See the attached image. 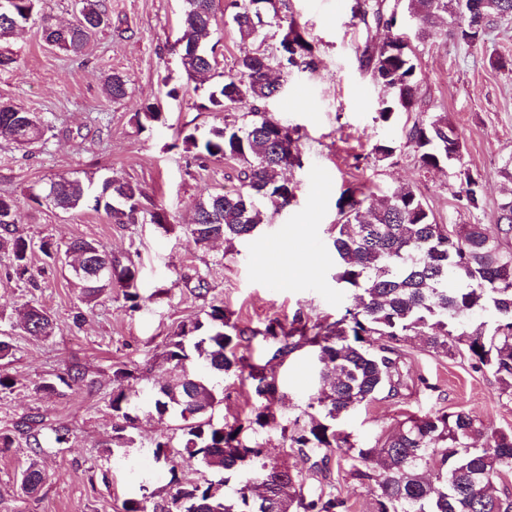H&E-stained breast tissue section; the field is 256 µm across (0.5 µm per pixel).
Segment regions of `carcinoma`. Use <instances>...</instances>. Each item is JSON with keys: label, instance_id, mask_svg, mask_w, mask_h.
Masks as SVG:
<instances>
[{"label": "carcinoma", "instance_id": "obj_1", "mask_svg": "<svg viewBox=\"0 0 512 512\" xmlns=\"http://www.w3.org/2000/svg\"><path fill=\"white\" fill-rule=\"evenodd\" d=\"M40 0H10L0 8V71L8 70L14 57L8 46L14 33L31 20L39 22L46 43L73 56L84 53L90 37L109 21L106 0H80L75 21L60 27L40 12ZM407 11L421 22L420 36L437 25L472 46L495 22L512 18V0H407ZM286 0H233L232 22L243 40H255L267 20L285 23L279 42L280 67L310 69L314 47L296 21L283 14ZM352 16L372 18L393 29L395 14L384 12L380 0H354ZM182 66L189 77L217 79L207 89V109L227 112L237 102L265 103L281 84L271 82L272 60L255 51L240 57L235 68L217 71L215 46L209 38L219 30L216 0H185L182 18ZM364 66L373 80L390 91L379 102L378 120L391 122L397 112H411L417 89L416 65L407 42L395 36L376 52L365 56ZM112 100L127 97V80L118 73L107 79ZM158 108L147 103L134 114L139 128L159 119ZM247 127L224 122L199 139L193 133L183 144L199 159L232 158L241 164L240 187L213 194L200 201L190 224L197 242L232 243L249 236L264 223L266 211H279L295 197L294 185L283 176L300 158L299 131L262 113ZM51 121L12 104H0V138L27 149L48 143ZM406 138L413 145L419 166L429 170L461 162L456 129L436 115L414 123ZM52 203L62 210L91 209L102 212L113 224L168 223L162 208L146 210L139 186L124 179H107L92 191L79 179L60 175L30 189L29 198L40 205ZM459 198L479 209L482 183L479 176L463 172ZM346 190L337 201L338 219L332 238L334 279L354 290V307L339 318L309 320L297 315L291 323L278 320L261 331L230 322L222 305L210 306L206 318L181 322L159 355L174 376L154 387L148 415L162 421L178 416L183 421L178 449L169 440L153 442V458L175 472V459L197 462L205 471L235 482L231 498L216 493L205 478L180 486L169 497L156 501L142 494L124 503V512H343L345 502L331 483L317 489L306 486L302 468L326 473L334 456L348 464L347 474L366 489L373 512H512V493L498 492L496 482L512 475V433L491 430L464 410H438L409 415L397 423L378 448H363L350 434L336 428V420L350 410L376 399L395 398L407 387L409 371L403 343L410 336H424L429 348L448 355L460 354L478 372L489 371L502 392L512 396V199L499 207L498 233L482 224H439L419 196L401 187L378 206ZM15 202L0 195V252L7 255L19 281L29 279L33 243L17 234ZM66 252L81 265L71 271L75 287L87 301L117 284L130 307L139 306L138 271L132 260L122 261L94 241L75 240ZM482 313V321L463 329L462 318ZM23 328L33 336H49L52 315L26 304L19 312ZM262 337L271 357L284 360L297 349L315 350L322 387L314 399L319 417L296 426L287 437L301 467H288L270 458L249 432L275 422L272 407L280 397L278 379L267 365L250 362L241 349ZM233 372L247 382L255 396L250 414L233 424L213 420V409L224 401L221 383ZM117 386L109 406L120 424L113 427L107 447H134L127 433L139 420L140 407L132 382L136 370L114 372ZM36 420L22 421L20 431L33 458L21 475L25 493L38 491L45 481L36 456L43 452Z\"/></svg>", "mask_w": 512, "mask_h": 512}]
</instances>
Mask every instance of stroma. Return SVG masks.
Masks as SVG:
<instances>
[{
  "instance_id": "obj_1",
  "label": "stroma",
  "mask_w": 512,
  "mask_h": 512,
  "mask_svg": "<svg viewBox=\"0 0 512 512\" xmlns=\"http://www.w3.org/2000/svg\"><path fill=\"white\" fill-rule=\"evenodd\" d=\"M353 0H287L288 14L314 45L315 69L289 68L279 73L281 94L256 107L238 102L228 112L202 108V94L182 70L175 51L181 36L183 0H107L112 16L83 55L73 57L49 46L39 25L26 26L11 40L16 62L0 72V102L49 117L54 135L45 147L17 148L0 138V194L15 198L18 234L31 239L32 281H18L7 259H0V332L15 346L0 373L13 378L11 391L0 393V434L14 444L0 448V512H124L126 500L140 489L164 497L176 485L202 481L199 465H178L176 473L155 463L152 442L160 436L178 442L180 420H157L147 411L152 388L168 369L158 356L182 321L204 317L211 305H224L232 322L255 329L272 320L332 321L354 304V292L336 284L330 243L337 221L336 202L346 189L361 190L377 200L400 186L411 187L442 224H482L496 231L499 206L512 195V183L500 170L512 159V71L497 68L498 57H512V19L495 23L474 47L458 43L443 31L418 38L417 24L406 36L412 44L418 88L414 111L401 112L391 125L377 118L384 89L361 67L364 46L379 47L391 33L386 27L353 19ZM263 42L241 40L233 24L222 27L216 47L221 70L257 47L275 52L280 30L263 29ZM125 76L126 99L115 102L106 92L111 73ZM177 97H167L168 87ZM144 103L159 104L162 119L138 128L133 114ZM296 127L302 167L290 173L295 197L290 206L270 215L253 234L233 243L197 244L189 224L193 208L215 192L235 190L240 166L232 159L196 161L186 151L184 135L204 137L211 128L233 121L249 124L255 110ZM441 115L461 139L462 167L481 176L483 201L468 208L458 197L457 170L421 169L405 132L415 120ZM393 142L396 151L378 161L373 148ZM101 185L122 178L143 191L142 205L169 215L166 227L150 223L112 224L90 209L64 212L29 201L26 190L60 175ZM77 239L90 240L139 270V308H129L120 287L85 303L61 264L47 257L41 242L65 251ZM280 244L289 257L306 264L301 276L271 273L268 248ZM205 278L208 293L195 290ZM49 311L54 329L32 336L22 328L18 312L25 303ZM404 348L412 378L402 396L378 397L344 415L337 427L364 447L377 446L406 414L464 409L489 428L512 430V396L502 394L490 373L472 371L467 361L428 349L422 337H410ZM312 348L303 347L275 365L283 395L274 407L276 421L257 429L254 438L267 453L286 465L283 430L306 422L308 404L320 385ZM79 367L82 386L45 394L37 385ZM138 368L137 402L143 413L133 431L137 441L126 454L109 455L116 420L109 406L113 373ZM224 400L213 419L245 418L253 397L236 375L225 376ZM39 421L49 447L40 461L47 479L34 495L26 494L20 474L31 451L19 436L24 418ZM65 427L69 441L52 448L53 428Z\"/></svg>"
}]
</instances>
